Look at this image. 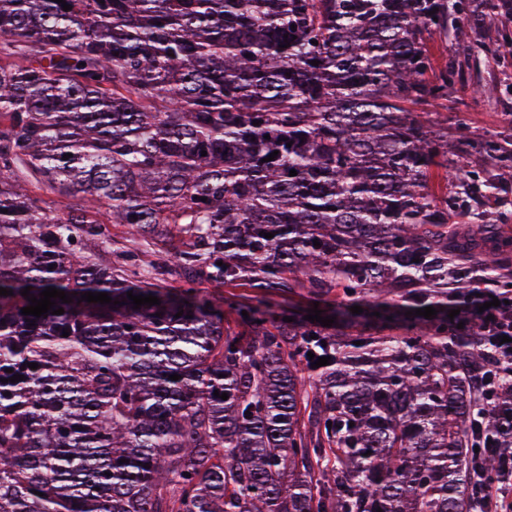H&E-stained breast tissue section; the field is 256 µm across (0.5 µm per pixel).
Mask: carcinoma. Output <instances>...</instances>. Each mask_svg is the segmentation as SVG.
<instances>
[{
    "instance_id": "carcinoma-1",
    "label": "carcinoma",
    "mask_w": 512,
    "mask_h": 512,
    "mask_svg": "<svg viewBox=\"0 0 512 512\" xmlns=\"http://www.w3.org/2000/svg\"><path fill=\"white\" fill-rule=\"evenodd\" d=\"M65 3L0 0V512H480L512 366L448 286L512 235L430 119L465 72L428 41L512 0ZM26 287L72 302L27 317ZM298 290L335 323L272 310Z\"/></svg>"
}]
</instances>
